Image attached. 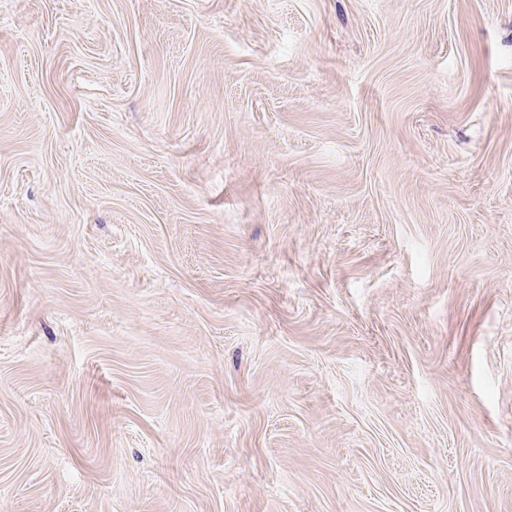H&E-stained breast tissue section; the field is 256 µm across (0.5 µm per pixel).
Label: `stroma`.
Instances as JSON below:
<instances>
[{
	"label": "stroma",
	"instance_id": "1",
	"mask_svg": "<svg viewBox=\"0 0 512 512\" xmlns=\"http://www.w3.org/2000/svg\"><path fill=\"white\" fill-rule=\"evenodd\" d=\"M0 512H512V0H0Z\"/></svg>",
	"mask_w": 512,
	"mask_h": 512
}]
</instances>
